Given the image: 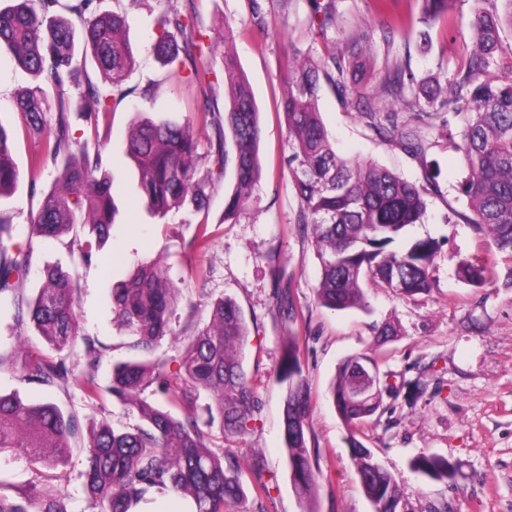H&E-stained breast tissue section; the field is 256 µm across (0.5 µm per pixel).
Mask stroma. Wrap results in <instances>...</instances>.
<instances>
[{
	"label": "stroma",
	"mask_w": 512,
	"mask_h": 512,
	"mask_svg": "<svg viewBox=\"0 0 512 512\" xmlns=\"http://www.w3.org/2000/svg\"><path fill=\"white\" fill-rule=\"evenodd\" d=\"M266 33L251 28L250 0H177L179 9L196 15L205 39L232 32L235 53L260 111L261 177L250 202L235 223H224L225 185L210 179L209 161L214 131L202 133L195 178L205 183L208 214H176L159 224L145 209L131 169L122 159V132L138 113L193 111L201 95L183 73L164 66L152 50L155 22L165 10L164 0H101V9L125 15L127 36L137 67L128 84L135 92L111 100L105 119L112 129L103 156L112 164L113 195L119 215L102 253L112 259L111 270L95 262L79 269L77 318L82 334L105 344L108 351L99 367L98 381L108 386L112 364L130 357L128 338L112 320V289L140 264L161 263L170 281L181 290L170 320L171 336L157 351L174 355L210 320L209 302L229 296L241 307L249 342L244 365L252 381L253 417L244 435L224 439V452L237 459L247 499L233 512H303L290 477L282 435L285 387L276 378L282 350L297 337L303 373L312 397L307 419L309 447L319 452L323 477L315 512H373L364 495L351 458L350 441L371 448L396 474L404 512H427L429 504L447 505L448 512H512V258L499 252L492 240L478 233L467 218L470 210L457 187L467 172L458 152L440 139L436 130L420 126L432 140L425 157L382 141L352 107L330 89H323L321 119L340 155L372 161L411 181L424 169L436 179L427 196L424 223L409 227L408 238L442 240L432 267L429 291L403 296L381 288L366 291L364 308L334 312L318 303L314 287L321 267L309 235L299 231L298 201L288 171V130L281 108L286 85L280 78L289 46L323 53L322 44H310L302 21L306 0H259ZM422 0H390L388 15L399 33L385 42L375 0H336L345 24L370 27L372 62L383 71L394 60L409 58L416 77L437 73L448 62L473 48L468 21L474 0H456L458 22L452 37L433 33L430 49H420L419 17ZM28 72L0 64V119L9 123L20 170L15 195L0 202L17 224V244H25L27 214L38 200L31 185L45 188L55 178L52 167L31 173L30 161L45 141L29 133L14 111L18 94L34 86ZM153 87L155 100L142 98L141 88ZM207 223L210 243L205 251L191 249L200 223ZM484 265L488 279L471 286L457 275L461 263ZM291 284L293 315L278 311L276 282ZM395 323L398 334L384 345L374 343V329ZM372 356L393 384L418 382L415 403L385 398V412L375 414L356 431H349L338 415L329 389L338 365L348 356ZM54 400L74 409L83 429L107 423L133 422L134 417L111 395L89 403L82 393L57 391ZM422 454L447 457L456 464L454 480L439 482L412 471L410 462ZM273 478L272 498L260 502L251 490L257 478Z\"/></svg>",
	"instance_id": "1"
}]
</instances>
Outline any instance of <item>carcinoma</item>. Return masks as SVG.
Returning <instances> with one entry per match:
<instances>
[{
	"label": "carcinoma",
	"mask_w": 512,
	"mask_h": 512,
	"mask_svg": "<svg viewBox=\"0 0 512 512\" xmlns=\"http://www.w3.org/2000/svg\"><path fill=\"white\" fill-rule=\"evenodd\" d=\"M98 0H75L65 6L71 20L56 8L60 0H9L0 7V51L15 66L30 72L37 84L20 94L17 110L29 131H49L45 150L31 162V173L51 163L57 166L53 185L40 193L37 210L30 212L28 244L14 248L17 231L10 213L0 209V314L7 312L13 337L30 326L42 345L32 342L0 349V371L6 369L21 383L44 391H81L90 402L102 392L131 407L137 423L117 430L102 426L79 447L83 455V493L89 512H130L147 495L185 498L194 512H227L246 493L238 463L224 455V435L244 434L254 403L253 388L244 366L248 326L238 303L220 298L211 305L210 321L181 348L178 355H154L160 341L172 334L170 315L179 289L154 265L140 266L113 289V319L132 338L140 356L116 363L112 380L98 383L99 366L107 347L80 334L76 315V266L47 265L40 270L42 285L31 296L24 284L34 266L35 243L58 238L82 224L89 237L78 245L77 263L100 258L118 211L111 192L112 173L104 167L102 151L90 153L72 137L71 115L99 134L109 101L133 74L136 60L126 39V19L99 11ZM420 23L429 29L440 23L448 30L455 0H422ZM470 25L476 47L443 77L419 79L410 63L397 62L383 72L368 67L363 52L326 50L316 58L293 49L285 63L287 93L282 109L288 125V165L298 200L296 224L311 234L321 264L315 286L318 302L333 311L360 308L369 287L404 296L432 286L430 268L440 248L432 237L417 238L397 250L389 246L405 238L407 228L422 224L426 194L434 176L425 171L424 183L410 181L372 162H353L336 153L321 120L318 102L325 87L341 102L356 99V111L377 135L414 156L423 157L432 142L402 120L403 112H421L428 126L439 119L440 136L462 156L467 177L459 191L467 200L468 223L489 236L501 251L512 253V74L497 73L499 59L512 51V0H476ZM338 25L335 0H307L304 30L311 40L331 41L328 31ZM161 31L153 47L165 65L187 70L197 83L203 106L176 120L144 116L124 134L123 154L133 165L137 189L147 211L160 223L186 206L198 212L209 198L205 185L195 181L199 135L214 116L216 148L210 153L212 173L230 181L224 197V222L236 219L252 197L260 174L259 110L237 59L229 49L223 57L224 120L207 80L214 67L208 57L213 46L200 42L196 17L170 5L159 20ZM99 79L79 83L87 60ZM78 90L74 103L59 99L52 110L50 94L68 86ZM383 97L400 105L379 108ZM20 173L8 131L0 122V202L15 192ZM459 278L470 285L487 281L486 269L465 263ZM277 308L293 311L290 284L277 281ZM357 362L377 365L366 355L347 357L337 368L330 387L333 404L346 423L356 428L383 408V394L393 386L378 378L377 392L362 405L352 399V368ZM179 365L180 381L169 378L167 367ZM277 377L286 384L283 437L291 479L302 501L314 496L322 476L308 446L310 391L299 359L295 337L288 338ZM209 394L208 419L199 420L193 408L197 392ZM82 438L78 414L46 399L26 402L17 392H0V460L24 458L32 468L34 485L43 496L38 508L24 492L12 496L0 469V512H64L61 497L70 473L67 463L74 443ZM350 448L365 496L375 512H402L397 477L374 452L356 438ZM411 469L431 480H449L454 464L438 455H420Z\"/></svg>",
	"instance_id": "cac0c4a2"
}]
</instances>
